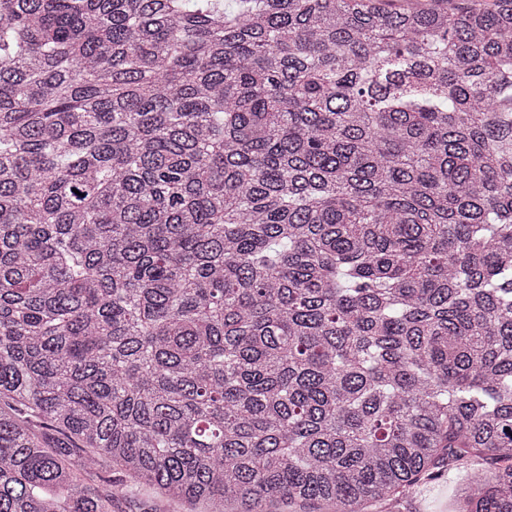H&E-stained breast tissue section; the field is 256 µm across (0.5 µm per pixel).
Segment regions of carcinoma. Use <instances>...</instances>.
Segmentation results:
<instances>
[{"label": "carcinoma", "instance_id": "1", "mask_svg": "<svg viewBox=\"0 0 512 512\" xmlns=\"http://www.w3.org/2000/svg\"><path fill=\"white\" fill-rule=\"evenodd\" d=\"M237 2L0 0V512H512V0ZM454 481H456V474L455 472H451L448 475V469L445 472V475L436 481V483L431 484L430 486H427L425 488L424 492L421 493V496H418L414 499H407L403 500L399 504V511L400 512H431V511H446L448 510V488L451 487V485L454 484ZM441 491H443V504L444 506L442 508L433 509L428 507V498L427 497H434L437 494H439ZM426 497V499H424ZM119 510L126 512H143V508L157 512H201L204 509L197 507L191 509L188 505L180 502L166 501L158 497V495L151 490H143L134 499L126 498L125 496L119 500Z\"/></svg>", "mask_w": 512, "mask_h": 512}]
</instances>
